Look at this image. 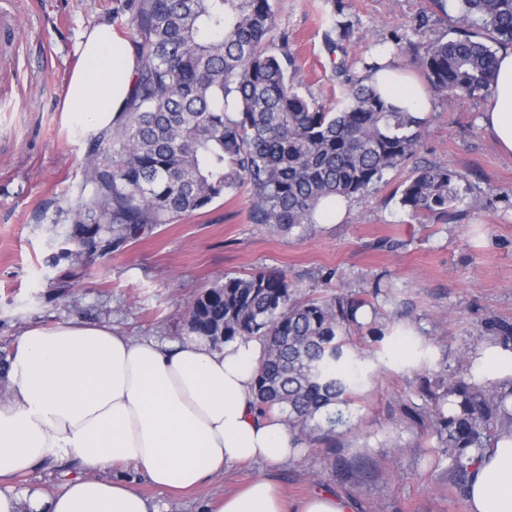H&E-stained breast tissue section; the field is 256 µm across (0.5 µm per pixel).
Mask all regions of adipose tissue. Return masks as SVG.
<instances>
[{
  "mask_svg": "<svg viewBox=\"0 0 512 512\" xmlns=\"http://www.w3.org/2000/svg\"><path fill=\"white\" fill-rule=\"evenodd\" d=\"M63 111L84 136L121 122L136 59L124 39L103 26L78 46ZM497 85L482 123L512 154V48L498 52ZM371 82L421 114L426 95L400 71ZM264 354L256 338L212 344L189 335L169 345L138 341L107 325L68 321L35 325L18 336L0 401V512H157L150 499L108 470L137 465L155 486L186 490L250 460L269 467L298 452L277 414H260L255 376ZM46 460L78 463L82 476L55 494L17 490L14 476ZM468 512H512V431L469 464ZM209 512H287L272 481L261 478L220 498Z\"/></svg>",
  "mask_w": 512,
  "mask_h": 512,
  "instance_id": "1",
  "label": "adipose tissue"
}]
</instances>
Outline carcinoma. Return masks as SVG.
I'll return each instance as SVG.
<instances>
[{
  "label": "carcinoma",
  "instance_id": "obj_1",
  "mask_svg": "<svg viewBox=\"0 0 512 512\" xmlns=\"http://www.w3.org/2000/svg\"><path fill=\"white\" fill-rule=\"evenodd\" d=\"M454 36L409 44L428 86L459 98L491 94L494 46L512 45V0H453ZM137 56L126 122L107 134L88 165L89 195L72 209V236L119 247L153 224H169L246 187L250 220L284 233L306 230L318 211L366 196L385 173L414 154L427 120L389 102L369 83L379 58L404 50L393 36L358 75L342 63L336 77L347 103L332 112L302 95L288 67V32L274 0H127ZM463 175L445 166L412 170L400 204L415 218L448 216ZM362 298L298 302L288 277L260 272L224 277L186 314L188 333L213 343L259 338L264 356L256 397L279 412L301 443L317 431L331 442L346 423L342 407L360 377L345 352L360 328ZM486 341L512 346V321L489 317ZM420 391L434 434L460 484L467 462L512 429V382L468 367L425 379Z\"/></svg>",
  "mask_w": 512,
  "mask_h": 512
}]
</instances>
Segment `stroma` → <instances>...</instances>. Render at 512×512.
Listing matches in <instances>:
<instances>
[{
  "instance_id": "35a3bbf8",
  "label": "stroma",
  "mask_w": 512,
  "mask_h": 512,
  "mask_svg": "<svg viewBox=\"0 0 512 512\" xmlns=\"http://www.w3.org/2000/svg\"><path fill=\"white\" fill-rule=\"evenodd\" d=\"M125 0H9L13 63L0 65V347L29 326L104 323L140 340L172 343L186 332L193 300L225 277L285 272L297 299L342 293L369 302L352 336L362 372L351 421L334 446L302 445L278 467L226 465L189 492L154 487L134 464L117 474L158 512H205L252 480L271 479L289 512L314 493L347 499L353 512H467L449 462L428 424L406 416L422 404L421 378L464 369L484 342L482 320H512V155L500 151L481 117L486 99L430 93L427 130L408 164L386 172L369 195L348 200L342 223L285 234L250 220L240 189L117 249L81 250L70 209L82 195L86 156L96 141L66 125L60 110L82 34L109 26L127 35ZM290 35L289 69L299 90L326 108L343 104L336 63L368 56L391 34L414 42L453 35L452 4L434 0H275ZM347 35L329 51L334 21ZM461 172L446 217L416 219L398 189L412 168ZM427 345L429 367L398 358L395 338ZM80 468L47 462L13 478L16 488L60 492Z\"/></svg>"
}]
</instances>
